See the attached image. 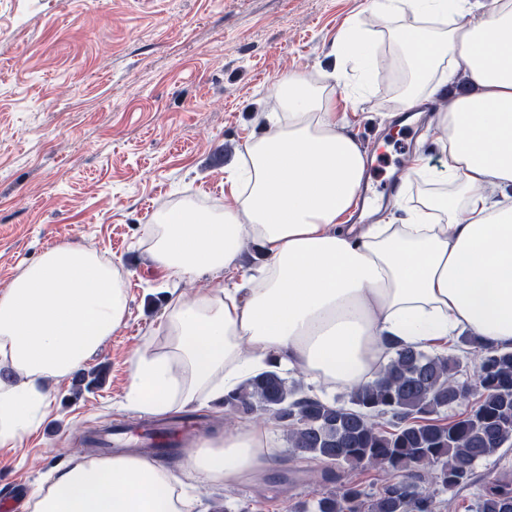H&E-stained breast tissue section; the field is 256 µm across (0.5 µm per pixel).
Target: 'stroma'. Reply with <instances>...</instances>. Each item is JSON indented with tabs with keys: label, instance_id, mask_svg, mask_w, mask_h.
<instances>
[{
	"label": "stroma",
	"instance_id": "obj_1",
	"mask_svg": "<svg viewBox=\"0 0 512 512\" xmlns=\"http://www.w3.org/2000/svg\"><path fill=\"white\" fill-rule=\"evenodd\" d=\"M353 19L388 51L371 0H0V292L58 244L105 252L128 283L125 327L54 387L35 429L0 445V501L12 512L85 455L86 435L139 416L127 402L129 364L162 348L170 296L145 225L184 198L230 201L225 179L266 132L275 83L340 65L334 45ZM401 77L389 62L346 109L360 147L389 148L367 181L387 208V182L413 153L434 169L442 161L429 126L439 103L411 126L381 120ZM509 470L512 449L477 463V484L438 494L435 512H469L482 483ZM326 487L320 471L283 455L260 479L198 485L196 512H293Z\"/></svg>",
	"mask_w": 512,
	"mask_h": 512
}]
</instances>
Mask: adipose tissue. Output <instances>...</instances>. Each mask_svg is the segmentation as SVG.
Segmentation results:
<instances>
[{
  "instance_id": "1",
  "label": "adipose tissue",
  "mask_w": 512,
  "mask_h": 512,
  "mask_svg": "<svg viewBox=\"0 0 512 512\" xmlns=\"http://www.w3.org/2000/svg\"><path fill=\"white\" fill-rule=\"evenodd\" d=\"M404 78L396 111L447 99L433 123L440 170L415 153L395 203L401 219L355 224L369 166L339 130L338 100L370 92L380 72L359 21L336 43L340 65L320 79L283 77L279 109L228 177L232 202L184 201L147 225L151 257L173 284L211 274L196 298L165 309L164 351L130 366L128 397L145 414L223 398L248 377L303 370L329 390L374 380L387 339L448 349L473 336L512 349V0H374ZM426 191L412 196V182ZM259 276H238L245 241ZM127 284L103 254L45 250L0 292V445L45 408L51 384L121 329ZM265 428L243 423L200 442L181 480L137 454L76 457L26 501L28 512H195V481L246 482L276 459Z\"/></svg>"
}]
</instances>
